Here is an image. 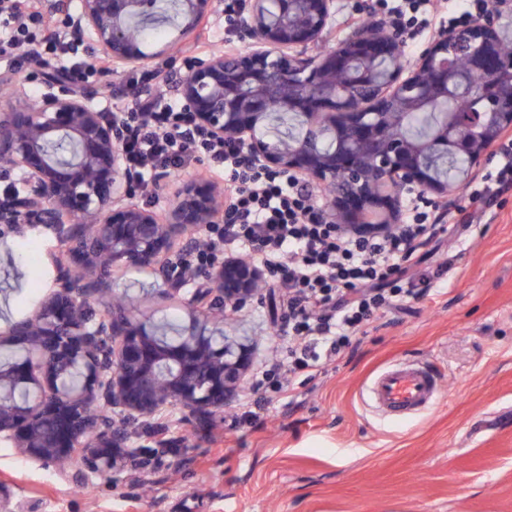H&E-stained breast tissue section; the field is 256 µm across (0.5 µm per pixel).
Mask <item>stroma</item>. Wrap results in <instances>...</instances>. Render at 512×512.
<instances>
[{"label":"stroma","mask_w":512,"mask_h":512,"mask_svg":"<svg viewBox=\"0 0 512 512\" xmlns=\"http://www.w3.org/2000/svg\"><path fill=\"white\" fill-rule=\"evenodd\" d=\"M168 16L154 52L170 42L181 53L224 47V11L198 38H184L179 0H158ZM34 230L0 244V325L32 316L55 279H34L25 244ZM448 274L410 311L382 314L359 335L352 358L332 362L292 390L267 392L265 407L244 416L239 403L207 425L171 409L175 427H137L134 445L165 456L112 480L26 460L0 441V512H512V194L499 197L462 241H449L423 263ZM166 282L139 269L114 271L104 299L122 300L144 322L187 310L167 298ZM279 289L260 287L225 325L254 342L252 369L285 351L276 333L287 316ZM415 360L441 377L438 402L404 419L375 412L362 399L390 362Z\"/></svg>","instance_id":"stroma-1"}]
</instances>
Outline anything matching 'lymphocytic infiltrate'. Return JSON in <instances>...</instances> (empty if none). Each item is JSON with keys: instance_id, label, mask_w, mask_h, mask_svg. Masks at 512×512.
I'll return each mask as SVG.
<instances>
[{"instance_id": "lymphocytic-infiltrate-1", "label": "lymphocytic infiltrate", "mask_w": 512, "mask_h": 512, "mask_svg": "<svg viewBox=\"0 0 512 512\" xmlns=\"http://www.w3.org/2000/svg\"><path fill=\"white\" fill-rule=\"evenodd\" d=\"M377 12L399 32L436 34L477 19L512 18V0H377ZM0 62L13 69L57 63L78 86L98 72L60 28L47 24L41 0H0ZM152 79L149 73L132 77L112 102L127 127L126 164L145 190L154 185V172L175 177L203 158L223 169L224 221L209 226L194 263L203 268L230 251L285 291L282 331L289 346L281 366L292 379L342 358L361 329L397 299H421L430 283L415 279L414 271L426 247L468 230L477 213L512 193L509 136L490 169L468 185L466 205L443 208L413 190L394 230L361 237L328 221L304 179L262 167L234 141L207 134L184 105L151 93Z\"/></svg>"}]
</instances>
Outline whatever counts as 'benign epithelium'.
<instances>
[{"instance_id": "7a95c632", "label": "benign epithelium", "mask_w": 512, "mask_h": 512, "mask_svg": "<svg viewBox=\"0 0 512 512\" xmlns=\"http://www.w3.org/2000/svg\"><path fill=\"white\" fill-rule=\"evenodd\" d=\"M146 0H81L69 34L93 42L112 62V73L147 64L129 18ZM271 0H250L238 33L247 50L212 51L194 60L176 85L177 95L211 135L240 143L269 168L304 175L327 192L326 217L345 229L385 233L397 223L403 192L419 187L445 197L454 186L437 177L423 157L438 145L480 166L512 129V45L487 23L455 28L434 38L405 65L397 37L363 25L325 51L336 0H288L275 22ZM187 31L213 11V0H182ZM395 61L386 78L376 63ZM464 61L492 80L475 90L481 108L444 123L434 140L404 137L405 113L448 97L456 64ZM38 105L23 90L29 76L0 73L9 96L0 100V177L20 178L23 189L0 197V233L32 224L52 229L63 253L58 289L31 317L0 331V346L20 345L22 361L0 366V437L24 458L54 466L77 460L86 473L111 478L147 466V453L132 447L136 427L175 406L199 418L224 412L238 395L251 347L190 336L164 348L135 315L113 304L100 310L101 280L122 266L150 269L169 283L201 322L239 310L256 294L262 274L243 261L217 258L202 272L190 251L200 243L186 231L224 223L220 188L183 183L160 220L139 203L121 145L126 127L95 106L93 88L79 90L54 70L40 72ZM274 102L296 106L310 118L311 134L295 141H258L252 132ZM336 132L344 148L326 152L315 137ZM74 145L62 162L49 146ZM194 289L186 288L197 279ZM83 369L80 386L64 387L59 375ZM18 386L33 396L14 402Z\"/></svg>"}]
</instances>
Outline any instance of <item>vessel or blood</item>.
Wrapping results in <instances>:
<instances>
[{
  "mask_svg": "<svg viewBox=\"0 0 512 512\" xmlns=\"http://www.w3.org/2000/svg\"><path fill=\"white\" fill-rule=\"evenodd\" d=\"M438 391V376L430 366L399 360L371 379L367 397L382 415L404 417L435 405Z\"/></svg>",
  "mask_w": 512,
  "mask_h": 512,
  "instance_id": "1",
  "label": "vessel or blood"
}]
</instances>
